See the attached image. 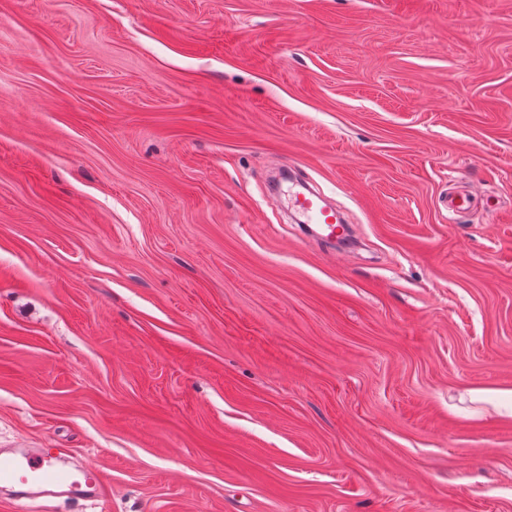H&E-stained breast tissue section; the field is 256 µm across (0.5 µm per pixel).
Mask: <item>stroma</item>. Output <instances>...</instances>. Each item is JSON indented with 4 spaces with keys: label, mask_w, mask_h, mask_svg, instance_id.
I'll return each instance as SVG.
<instances>
[{
    "label": "stroma",
    "mask_w": 512,
    "mask_h": 512,
    "mask_svg": "<svg viewBox=\"0 0 512 512\" xmlns=\"http://www.w3.org/2000/svg\"><path fill=\"white\" fill-rule=\"evenodd\" d=\"M0 448L110 475L27 512H512V0H0ZM321 197L314 193L313 196H298L295 192L288 195V204L292 209L304 219V223L314 224L324 234H319V238L336 241V235L339 233V227L336 226V213L322 207L317 199Z\"/></svg>",
    "instance_id": "1"
}]
</instances>
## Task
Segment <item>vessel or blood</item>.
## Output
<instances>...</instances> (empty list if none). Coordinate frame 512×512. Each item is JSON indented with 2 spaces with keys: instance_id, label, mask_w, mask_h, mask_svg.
<instances>
[{
  "instance_id": "obj_1",
  "label": "vessel or blood",
  "mask_w": 512,
  "mask_h": 512,
  "mask_svg": "<svg viewBox=\"0 0 512 512\" xmlns=\"http://www.w3.org/2000/svg\"><path fill=\"white\" fill-rule=\"evenodd\" d=\"M288 203L305 224L317 226L324 239H335L339 232L336 214L322 207L317 198L289 195ZM0 486L13 490L14 506L43 496L96 500L110 489L107 474L100 469H70L57 458L41 453H0Z\"/></svg>"
}]
</instances>
